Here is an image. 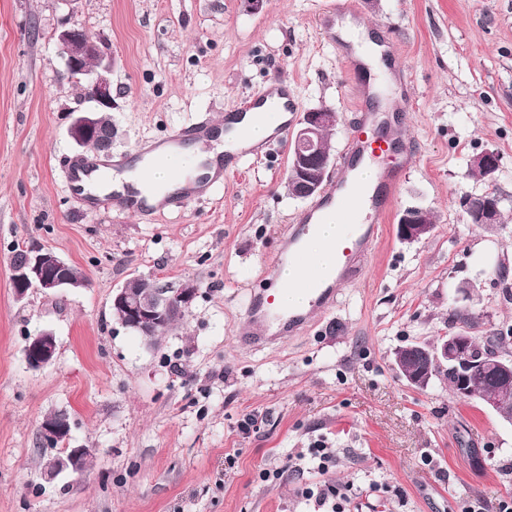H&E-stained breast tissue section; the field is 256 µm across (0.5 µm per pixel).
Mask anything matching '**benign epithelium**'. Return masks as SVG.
<instances>
[{
    "label": "benign epithelium",
    "mask_w": 512,
    "mask_h": 512,
    "mask_svg": "<svg viewBox=\"0 0 512 512\" xmlns=\"http://www.w3.org/2000/svg\"><path fill=\"white\" fill-rule=\"evenodd\" d=\"M54 38L64 63L63 74L82 75L87 78L89 91L86 106L76 110L67 133L79 147H93L106 151L112 146V126H103L101 117L115 106L112 95V68L114 58L106 39L92 38L78 21L67 16ZM336 125V112L317 108L304 113L300 126L291 140L288 171L294 182V195L308 198L319 193L326 179L331 155L325 147V133ZM471 167L492 181L499 169L497 153L485 150L475 155ZM460 206L471 224H497L500 222V198L488 191L481 195H465ZM434 228L431 213L421 208H409L398 221L401 240L418 242L427 238ZM11 283L17 299L34 289L46 295H55L72 288H83L86 281L75 273L73 265L55 253L41 247L28 248L25 262L12 268ZM197 287L186 282L178 288H165L159 284L133 294L128 287L113 292L112 307L121 310V325L144 335L149 346L158 345L160 335L176 319L191 308ZM57 341L51 331L43 330L27 338L24 359L33 370L50 364L56 355ZM396 363L401 376L412 386L424 388L434 376L430 367L455 376L456 396L470 397L469 374L475 367L493 372L504 385L490 394L479 396L483 405L512 424V342L505 339L492 352L477 350L471 331L460 327L433 345H411L398 349ZM70 434L67 417L48 415L42 421L39 435L44 450L52 451L45 473L55 478L62 473H79L84 461L91 456L90 448L56 447Z\"/></svg>",
    "instance_id": "benign-epithelium-1"
}]
</instances>
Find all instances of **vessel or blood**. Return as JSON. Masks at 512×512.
<instances>
[{
    "label": "vessel or blood",
    "instance_id": "1",
    "mask_svg": "<svg viewBox=\"0 0 512 512\" xmlns=\"http://www.w3.org/2000/svg\"><path fill=\"white\" fill-rule=\"evenodd\" d=\"M352 0H332L318 15V24L329 44L335 46L342 67L357 80L354 95V118L346 145L340 155L331 192L313 200L287 227L279 250L270 258L266 269L268 276H278L284 264H292L300 277L295 287L304 289L307 305L302 309L281 308L272 288H262L251 295L246 306L249 318L259 323L278 325L280 334L293 335L304 329L313 312H327L336 302L341 286L354 279L362 270L374 241L386 223L392 199L407 167L413 163L415 153L406 141L402 128L409 118L401 108L396 90L403 81L398 53L393 47H383L388 57L389 76L385 80L372 78L371 61L376 52L366 44L340 39L336 34L337 22L355 17ZM300 109L299 101L287 83L271 81L262 90L241 105L224 114V135L231 140V149L225 150L224 160L213 176L211 184H189L180 191L156 188L155 194L162 203L185 209L205 192L210 185H223L226 176L239 170L244 159L260 157L264 143H250V121L270 119L275 127L273 140H283ZM213 128L203 124L183 127L172 136L144 146L151 162L137 169L139 181L147 186L154 183V159L169 151L179 150L190 141L212 136ZM372 170L370 180H362V170ZM95 174L102 183L113 179L110 164L84 159L68 167L69 185H76L82 176ZM88 212L99 206L110 205L121 210L148 212V205L133 195L112 194L104 198L85 196ZM340 221L342 235L330 245L332 261L323 265L313 262L304 250L305 239L318 231L320 225Z\"/></svg>",
    "mask_w": 512,
    "mask_h": 512
}]
</instances>
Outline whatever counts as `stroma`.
Masks as SVG:
<instances>
[{
  "mask_svg": "<svg viewBox=\"0 0 512 512\" xmlns=\"http://www.w3.org/2000/svg\"><path fill=\"white\" fill-rule=\"evenodd\" d=\"M367 31L396 46L416 152L391 218L335 309L306 332L259 345L246 304L286 227L305 207L286 185L289 152L246 163L183 210L85 212L65 180L80 149L67 136L83 101L62 77L53 33L75 19L106 38L115 66L111 154L200 120L214 126L272 79L302 110L327 107L339 157L353 99L318 30L321 0H0V512H314L302 491L345 487V512H495L512 498V424L443 377L410 387L396 349L450 335L455 287L480 288L482 332L512 328V0H358ZM499 154L486 181L471 158ZM497 190L501 221L468 223L464 195ZM410 207L435 228L407 243ZM40 246L76 266L86 287L16 299V249ZM149 277L198 294L157 348L112 312V293ZM52 331L55 360L29 369V336ZM67 414L83 473L47 479L38 429ZM257 426L242 431L247 417ZM325 442L319 475L301 451ZM299 457L276 483L262 470Z\"/></svg>",
  "mask_w": 512,
  "mask_h": 512,
  "instance_id": "1",
  "label": "stroma"
}]
</instances>
